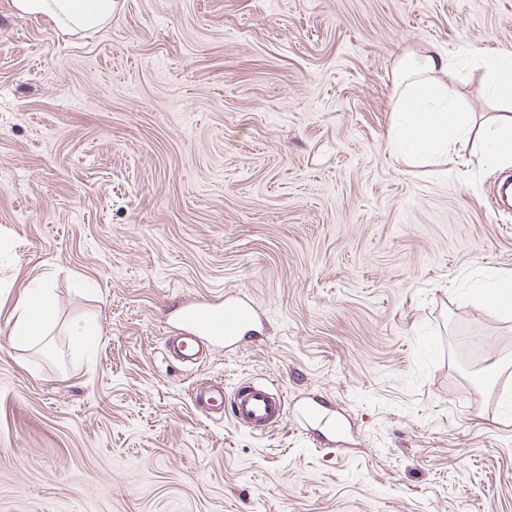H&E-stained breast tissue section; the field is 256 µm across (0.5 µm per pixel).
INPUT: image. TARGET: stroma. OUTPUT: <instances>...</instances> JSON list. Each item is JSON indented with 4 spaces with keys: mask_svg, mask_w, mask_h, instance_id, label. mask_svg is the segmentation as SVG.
<instances>
[{
    "mask_svg": "<svg viewBox=\"0 0 512 512\" xmlns=\"http://www.w3.org/2000/svg\"><path fill=\"white\" fill-rule=\"evenodd\" d=\"M509 47L512 0H116L83 33L0 0V512H512V313L480 289L512 275V167L388 147L400 56ZM452 87L501 109L477 67ZM41 278L56 324L13 344ZM226 295L245 338L171 359ZM219 378L286 419L202 417ZM180 316L188 333L165 340L166 349L177 358L190 356L194 344L200 346L203 340L224 341L225 348L234 346L244 337L239 335L253 325L256 311L245 298L220 297L183 307ZM236 422L256 430L269 431L283 421L286 400L266 383H246L237 387L229 402Z\"/></svg>",
    "mask_w": 512,
    "mask_h": 512,
    "instance_id": "1",
    "label": "stroma"
}]
</instances>
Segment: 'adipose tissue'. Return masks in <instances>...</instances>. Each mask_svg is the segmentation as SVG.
Returning <instances> with one entry per match:
<instances>
[{"mask_svg": "<svg viewBox=\"0 0 512 512\" xmlns=\"http://www.w3.org/2000/svg\"><path fill=\"white\" fill-rule=\"evenodd\" d=\"M115 0H13L15 8L27 15L51 17L65 31H84L105 25L112 18ZM453 59L430 51L406 54L396 63L395 110L397 132L393 147L405 148L416 160L436 156L454 157L456 144L464 142L472 125L449 93L447 77L453 76ZM486 88L499 100L512 105V50L482 63ZM54 298L46 283L28 289L12 314L10 335L14 343H39L55 319Z\"/></svg>", "mask_w": 512, "mask_h": 512, "instance_id": "adipose-tissue-1", "label": "adipose tissue"}]
</instances>
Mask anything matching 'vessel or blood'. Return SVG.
Segmentation results:
<instances>
[{"mask_svg":"<svg viewBox=\"0 0 512 512\" xmlns=\"http://www.w3.org/2000/svg\"><path fill=\"white\" fill-rule=\"evenodd\" d=\"M181 320L185 334L170 336L165 346L170 355L181 358L191 355L195 344L205 340L221 341L227 346L238 343L240 335L249 330L256 319L253 305L242 297L207 299L183 307ZM192 405L207 416L230 412L239 424L268 431L283 421L286 400L265 383H247L237 387L232 399L224 397V383L217 380L196 391Z\"/></svg>","mask_w":512,"mask_h":512,"instance_id":"obj_1","label":"vessel or blood"}]
</instances>
